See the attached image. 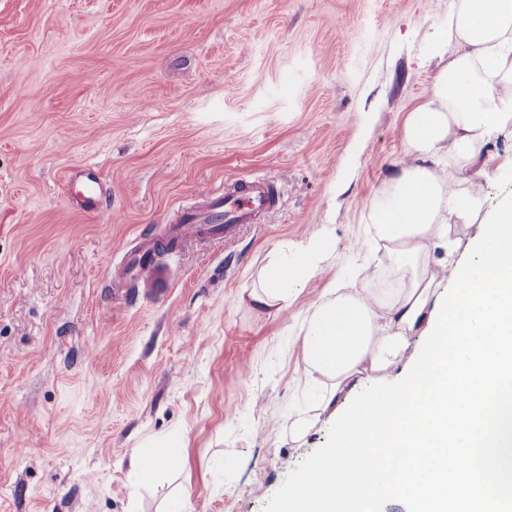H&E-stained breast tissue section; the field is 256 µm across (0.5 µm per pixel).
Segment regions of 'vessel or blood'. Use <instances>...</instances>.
<instances>
[{
  "label": "vessel or blood",
  "instance_id": "obj_1",
  "mask_svg": "<svg viewBox=\"0 0 512 512\" xmlns=\"http://www.w3.org/2000/svg\"><path fill=\"white\" fill-rule=\"evenodd\" d=\"M80 189L77 196L84 211L97 212L101 207V175L85 168L79 173ZM273 183L265 179L244 177L225 183L223 190L208 197L197 209L183 211L177 224L169 229L174 239L194 240L232 234L237 225L255 224L277 204ZM157 244L148 242L137 250L128 252L115 271L116 278L149 281L156 294H163L165 280L153 261Z\"/></svg>",
  "mask_w": 512,
  "mask_h": 512
}]
</instances>
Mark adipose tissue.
Returning a JSON list of instances; mask_svg holds the SVG:
<instances>
[{
	"label": "adipose tissue",
	"instance_id": "obj_1",
	"mask_svg": "<svg viewBox=\"0 0 512 512\" xmlns=\"http://www.w3.org/2000/svg\"><path fill=\"white\" fill-rule=\"evenodd\" d=\"M436 41L448 63L403 125L413 160L394 165L369 203L368 236L385 251L377 282L332 285L309 308L301 347L318 390L312 411L289 418L291 439H303L353 380L375 381L407 364L457 266L453 224L478 208L472 177L488 146L512 149V0H448ZM448 168L451 187L442 176ZM332 247L330 238H314L293 258H271L240 302L278 313Z\"/></svg>",
	"mask_w": 512,
	"mask_h": 512
}]
</instances>
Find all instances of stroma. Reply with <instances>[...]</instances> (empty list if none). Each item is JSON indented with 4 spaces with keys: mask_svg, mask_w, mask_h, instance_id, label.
<instances>
[{
    "mask_svg": "<svg viewBox=\"0 0 512 512\" xmlns=\"http://www.w3.org/2000/svg\"><path fill=\"white\" fill-rule=\"evenodd\" d=\"M447 16L448 0H0V512H262L325 443L334 411L286 430L314 400L303 321L381 258L351 243L411 160L403 120L448 61L431 42ZM490 153L462 259L512 166ZM86 166L95 215L67 187ZM243 175L276 186L262 223L167 252L163 295L114 282L131 246ZM320 236L332 252L287 308L240 303L272 254ZM149 441L182 469L137 481Z\"/></svg>",
    "mask_w": 512,
    "mask_h": 512,
    "instance_id": "1",
    "label": "stroma"
}]
</instances>
